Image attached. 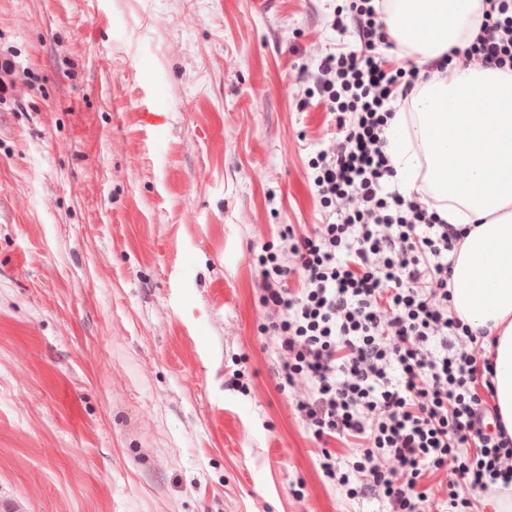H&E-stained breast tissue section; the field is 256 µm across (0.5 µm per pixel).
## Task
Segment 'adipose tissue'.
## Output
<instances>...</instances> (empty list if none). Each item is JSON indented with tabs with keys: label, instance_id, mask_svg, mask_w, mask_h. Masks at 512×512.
Instances as JSON below:
<instances>
[{
	"label": "adipose tissue",
	"instance_id": "obj_1",
	"mask_svg": "<svg viewBox=\"0 0 512 512\" xmlns=\"http://www.w3.org/2000/svg\"><path fill=\"white\" fill-rule=\"evenodd\" d=\"M481 0H392L386 24L424 59L443 55L473 29ZM395 117L389 153L399 174L424 180L449 223L468 228L453 265L452 306L493 342L495 403L512 434V74L434 73ZM421 153H414L413 144Z\"/></svg>",
	"mask_w": 512,
	"mask_h": 512
}]
</instances>
